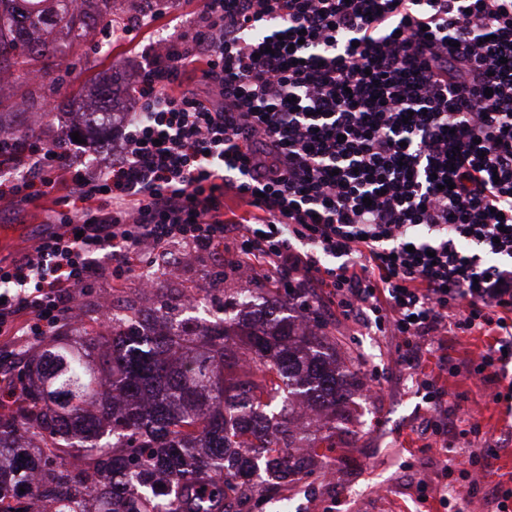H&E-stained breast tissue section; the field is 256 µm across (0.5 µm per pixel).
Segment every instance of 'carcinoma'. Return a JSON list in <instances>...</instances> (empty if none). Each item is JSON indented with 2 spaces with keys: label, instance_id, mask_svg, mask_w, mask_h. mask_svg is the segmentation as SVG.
<instances>
[{
  "label": "carcinoma",
  "instance_id": "1",
  "mask_svg": "<svg viewBox=\"0 0 512 512\" xmlns=\"http://www.w3.org/2000/svg\"><path fill=\"white\" fill-rule=\"evenodd\" d=\"M0 0V71L27 75L54 62L112 18L115 0ZM109 109L108 94L80 122ZM285 304L244 302L229 318L187 321L164 299L146 314L117 312L107 334L77 328L51 336L18 377L22 405L0 413V512H226L255 476L288 482L307 460L316 420L292 429L302 403L336 412L355 380L336 367V349L311 327L299 331ZM236 370L233 385L217 374ZM123 452L115 454L114 449ZM84 458L72 469L62 454ZM36 485L30 502L19 490Z\"/></svg>",
  "mask_w": 512,
  "mask_h": 512
}]
</instances>
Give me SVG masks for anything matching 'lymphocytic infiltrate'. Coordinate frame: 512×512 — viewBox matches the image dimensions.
I'll return each mask as SVG.
<instances>
[{
  "mask_svg": "<svg viewBox=\"0 0 512 512\" xmlns=\"http://www.w3.org/2000/svg\"><path fill=\"white\" fill-rule=\"evenodd\" d=\"M112 149L0 138V208L59 192L56 229L0 264V339L75 318L101 270L141 278L176 245L292 300L322 290L388 336L448 435L441 372L512 364V0H204L149 45ZM243 213H231L227 201ZM491 339L458 367L448 334ZM436 358L437 372L424 371ZM441 470L463 512L498 443L460 429Z\"/></svg>",
  "mask_w": 512,
  "mask_h": 512,
  "instance_id": "1",
  "label": "lymphocytic infiltrate"
}]
</instances>
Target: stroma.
I'll list each match as a JSON object with an SVG mask.
<instances>
[{
    "instance_id": "stroma-1",
    "label": "stroma",
    "mask_w": 512,
    "mask_h": 512,
    "mask_svg": "<svg viewBox=\"0 0 512 512\" xmlns=\"http://www.w3.org/2000/svg\"><path fill=\"white\" fill-rule=\"evenodd\" d=\"M139 62L127 45L109 40L100 29L91 41L73 46L54 88L17 76L11 94L0 103L8 107L7 119L19 131L32 125L34 113H41L42 135L50 139L69 125L73 112L101 82L111 84L124 110H133V103L123 98V88L133 80ZM54 211L49 196L20 211H0V252L18 255L27 240L42 233ZM242 294L260 301L274 296L252 281L209 279L190 266L182 267L178 276H164L151 291L133 283L116 288L104 278L83 299L81 322L90 331H107L108 320L100 312V300L106 296L119 309L142 312L165 296L180 304V317L196 319L223 316L225 300ZM316 313L325 321L326 335L337 344L341 368L359 381L351 394V415L332 421L330 445H319L310 466L293 483L270 492L263 478H255L246 497L231 500L232 512H314L319 506L328 512H443L437 496L423 504L417 501L420 483L441 485L446 451L424 447L427 415L403 367L388 362L380 337L370 329L345 320L330 307L317 308ZM446 386L458 415L503 444L467 507L468 512H490L486 499L492 487H512V404L503 398L512 383H481L459 375L448 377Z\"/></svg>"
}]
</instances>
